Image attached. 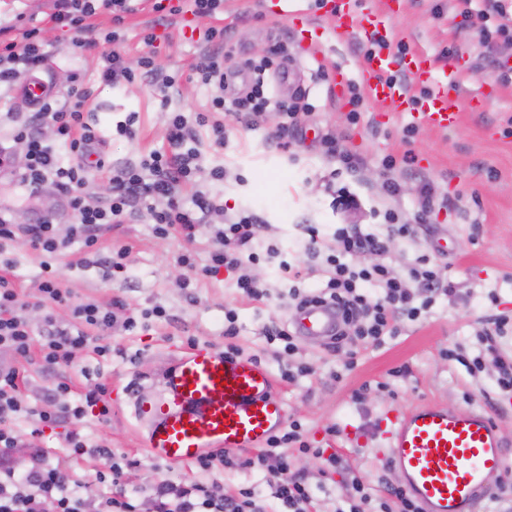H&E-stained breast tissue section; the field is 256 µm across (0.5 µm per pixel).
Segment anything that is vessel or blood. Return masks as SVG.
Returning <instances> with one entry per match:
<instances>
[{"instance_id":"1","label":"vessel or blood","mask_w":512,"mask_h":512,"mask_svg":"<svg viewBox=\"0 0 512 512\" xmlns=\"http://www.w3.org/2000/svg\"><path fill=\"white\" fill-rule=\"evenodd\" d=\"M332 17L334 39H391L386 15L357 0H339ZM394 65L386 51L364 62L366 97L403 112L413 124L455 127L461 104L449 92L454 70L437 68L434 58L419 50L404 60L409 81L389 79ZM52 92L47 80L32 75L21 83L17 97L31 108ZM290 321L298 337L322 341L339 325L335 308L325 304L293 313ZM273 389L272 374L255 359L197 344L165 374L154 396L133 397L131 406L147 429L149 453L167 463L189 464L216 449L261 447L281 430L288 410ZM388 440V457L424 512H477L491 490V477L505 465L497 429L477 409L459 413L437 404L415 406L396 418Z\"/></svg>"}]
</instances>
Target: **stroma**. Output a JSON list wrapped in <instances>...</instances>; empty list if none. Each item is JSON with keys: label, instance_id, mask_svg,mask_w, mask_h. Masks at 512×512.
I'll return each instance as SVG.
<instances>
[{"label": "stroma", "instance_id": "1", "mask_svg": "<svg viewBox=\"0 0 512 512\" xmlns=\"http://www.w3.org/2000/svg\"><path fill=\"white\" fill-rule=\"evenodd\" d=\"M270 2L224 0L223 13L196 20L195 25L201 31L211 25L227 29L239 58L261 57L270 44L287 38L294 78L283 83L278 71L270 70L264 81L281 99L307 93L314 110L292 134L286 151L267 140L264 130L236 122L230 125L225 147L212 141L207 128L195 126L196 113L209 101L207 87L189 79L202 47L184 37L178 26L156 29L163 37L157 64L175 77L173 88L162 93L146 83L112 87L100 81V52L120 49L128 64L136 65L145 49L144 30L154 19L148 11L129 15L118 25L100 15L98 47L82 55L71 54L66 36L49 22L50 0H0V21H12L21 13L29 25L40 28L52 56L46 73L57 96H65L75 73L93 88L90 109L107 165L120 166L168 148L167 117L182 113L194 125L186 148L198 150L206 167L223 166L229 172L226 181L210 185L212 195L228 214L260 215L292 263L302 266L307 261L306 239L298 228L301 221L318 225L325 235L353 220L380 233L384 226L374 213L389 206L414 225L416 233L396 239L385 262L400 273L418 255L428 254L454 293L439 296L419 321L402 322L399 335L386 338L381 346L331 349L325 342L302 339L295 353L277 354L267 345L262 328L270 320L287 317L284 300L275 295L263 303L244 300L232 286V275L224 271L182 287L189 272L176 257L188 245L180 236L157 237L152 225L141 220L112 225L101 233L99 255H84L80 244L71 245L61 265L64 286L102 304L121 300L140 310L161 306L167 316L150 319L131 332L117 330L100 337V344L110 346V354L101 357L86 349L64 369L72 391L100 384L106 388L109 420L87 414L79 425L82 435L88 443L109 447L133 462L130 486L139 501H147L155 482L166 477L178 483L214 484L226 493L252 484L270 507H277L259 470L203 471L193 463L170 464L151 457L142 445L144 431L126 400L130 387L143 395L154 394L163 374L191 345L224 347V312L233 309L238 314L236 345L276 378L289 420L301 423L303 437L312 447L341 454L349 465L348 471L326 473L320 460L295 456L293 469L307 477L318 512H333L350 473H357L375 492L381 483L401 482V474L386 465L387 432L396 414L425 403L458 412L486 411L506 456L490 484L512 483V393L499 389L495 371L472 375L448 357L449 350L459 346L477 350L490 316L512 317V136L505 133L512 123V78L500 77L491 63L496 57L512 64V44L501 38L494 52H487L465 27L459 0H406L393 21V45L428 51L443 65L451 48L468 62L460 79L459 123L444 131L415 126L404 114L380 111L367 100L356 109L360 119L354 123L349 119L354 110L350 98L334 94L332 74L343 67L350 87H361L364 61L356 42L310 44L291 34L288 21L274 13ZM110 32L116 34L115 42L107 41ZM131 116L136 119L134 136L119 134L118 125ZM327 130L335 132L345 150L363 157L365 166L351 171L327 157L317 139ZM390 157L396 164L388 169L384 161ZM388 178L400 185L396 197L384 193ZM424 179L436 199H447L448 205L421 223L417 216ZM349 197L358 200L359 213L346 209ZM0 206L13 210L15 223L23 226L43 215L54 216L62 227L71 218L58 191L48 189L28 198L5 179H0ZM116 245L130 250V282L112 279L98 261ZM8 256V277L21 293L32 296L42 274L40 255L21 239ZM491 291L497 295L493 303L487 298ZM301 363L309 366L308 375L293 382L283 379L284 370H295Z\"/></svg>", "mask_w": 512, "mask_h": 512}]
</instances>
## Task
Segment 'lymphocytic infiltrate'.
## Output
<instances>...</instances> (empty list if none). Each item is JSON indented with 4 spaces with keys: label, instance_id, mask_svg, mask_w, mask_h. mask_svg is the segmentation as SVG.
I'll return each mask as SVG.
<instances>
[{
    "label": "lymphocytic infiltrate",
    "instance_id": "obj_1",
    "mask_svg": "<svg viewBox=\"0 0 512 512\" xmlns=\"http://www.w3.org/2000/svg\"><path fill=\"white\" fill-rule=\"evenodd\" d=\"M149 6L158 20L192 14L195 18H212L224 10V0H53L49 16L54 27L68 30L71 35L68 49L71 53H84L97 45V27L93 19L99 8L112 12L114 23H122L125 15ZM464 18L475 30L485 47H493L497 37L512 30L508 18L512 17V0H481L479 8L464 7ZM15 36L0 45V90L11 91L17 81L27 73L45 67L48 55L36 27L15 25ZM155 31H147L143 41L146 52L136 67H129L123 54L112 51L101 58L99 76L103 83L141 80L172 87L175 77L160 75L154 45ZM205 49L195 67L200 83L211 90L209 107L199 114V126L209 128L220 145L229 141V120L257 130L265 123L269 112H278L281 121L270 132L271 141L287 148L288 136L299 123L300 116L309 114L311 105L305 94H298L289 102L273 96L264 82L266 70L287 57L285 42H275L269 57L261 61L249 58L234 60L226 49L223 29L208 27L203 32ZM232 72H247L251 81L239 95L229 98L224 94V78ZM90 93L81 83H72L66 102L47 97L39 103L34 116L23 112L8 113L10 122L6 143H0V172L15 176L16 183L27 195H35L46 185L63 192L73 212V222L67 234H59L51 217L23 228L14 224L11 211L0 209V251L13 246L19 232H26L30 247L43 258L42 276L37 286L38 298L28 301L14 288L12 282L0 275V512H44L46 502H54L56 512H142L140 503L121 491L126 475L124 464L115 460L111 449L88 446L76 425L88 409L97 408L99 417H107L108 405L103 404L99 389L80 396H72L66 382L54 384L42 406L33 407L19 392L18 365L38 352L43 368L58 373L69 366L77 352L93 347L95 354L104 356L108 347L92 345L93 334H103L115 324L125 330H134L138 318L165 317L163 307L143 310L140 316L128 313L122 301L103 306L95 301L75 296L64 288L58 267L66 249L81 243L85 253H98L99 237L104 226L122 224L136 215H144L152 224L156 235L167 237L181 232L185 237L195 235L197 224L206 216L221 215L213 224L211 247L205 265H198L192 252L178 256L181 267L193 271L195 277H209L225 270L236 273L234 288L245 298L263 301L269 296V287L260 280L242 275L245 264L264 262L276 264L283 280L288 283V303L302 309L312 303H331L340 316V329L332 340V347H340L354 340H371L382 345L385 337L397 335V320L417 321L427 315L437 295L446 293L442 277L430 258L418 256L403 274H394L384 263L393 237H410L411 229L402 222L398 212L385 210L386 231L382 234L363 231L356 224H340L328 236H320L318 228L308 224L304 232L309 256L307 266L292 264L280 252L277 244L265 243V224L250 212L226 215L223 205L204 192H196L192 206H184L177 194L179 186L191 184L201 173L200 156L196 151H182V144L191 130L181 113L175 112L167 123V138L176 145L173 154L153 152L149 157L121 167L106 168L103 159H91L88 147L95 138L91 126L84 120V108ZM51 126L52 138L42 136L39 125ZM68 145L72 159L62 163L55 143ZM107 171L111 184L108 202H100L88 191L89 174ZM150 205H143V198ZM319 275L321 284L305 287L308 276ZM69 309L71 319L63 322L56 318L55 307ZM43 310L41 330H34L26 316L30 308ZM493 338L485 347L469 353L464 349L449 351L450 359L465 366L469 373L494 367L497 385L512 391V357L503 354L496 337L506 335L512 327V318H494ZM38 418L42 427L51 428L72 423L66 436L69 454L94 453L102 459L103 467L94 478H66L65 459L50 461L43 449L31 450L30 465L17 469L15 454L25 447L24 423ZM324 459L328 468L341 470L344 459L338 454H326L304 440L298 422H291L287 431L272 436L257 462L274 481V497L281 512H313L314 497L305 477L290 476L293 453ZM108 483L118 491L106 499H98L94 487ZM152 512H268L266 504L258 499L254 489L242 487L235 492L219 496L212 487L200 484H177L163 479L153 487Z\"/></svg>",
    "mask_w": 512,
    "mask_h": 512
}]
</instances>
